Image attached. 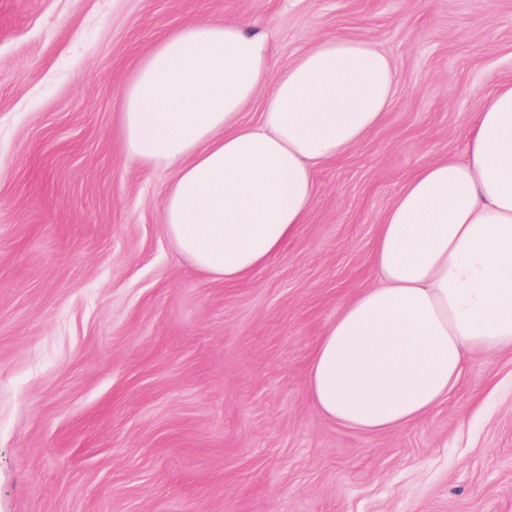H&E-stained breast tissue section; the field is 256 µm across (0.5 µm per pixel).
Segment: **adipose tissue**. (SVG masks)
<instances>
[{
  "instance_id": "ef3b65f1",
  "label": "adipose tissue",
  "mask_w": 512,
  "mask_h": 512,
  "mask_svg": "<svg viewBox=\"0 0 512 512\" xmlns=\"http://www.w3.org/2000/svg\"><path fill=\"white\" fill-rule=\"evenodd\" d=\"M395 71L369 39H336L275 69L249 23L167 33L120 86L121 142L177 175L165 232L194 267L233 283L305 224L315 173L382 122ZM266 91L259 122L243 108ZM375 282L345 303L306 375L325 418L365 432L408 427L467 363L512 350V82L488 98L463 158L421 165L376 238Z\"/></svg>"
}]
</instances>
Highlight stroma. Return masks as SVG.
<instances>
[{
    "instance_id": "35a3bbf8",
    "label": "stroma",
    "mask_w": 512,
    "mask_h": 512,
    "mask_svg": "<svg viewBox=\"0 0 512 512\" xmlns=\"http://www.w3.org/2000/svg\"><path fill=\"white\" fill-rule=\"evenodd\" d=\"M247 20L285 68L333 38L393 103L317 173L306 224L227 284L164 232L174 171L121 147L119 82L165 33ZM512 82V0H0V512H512V353L366 433L305 387L405 180Z\"/></svg>"
}]
</instances>
